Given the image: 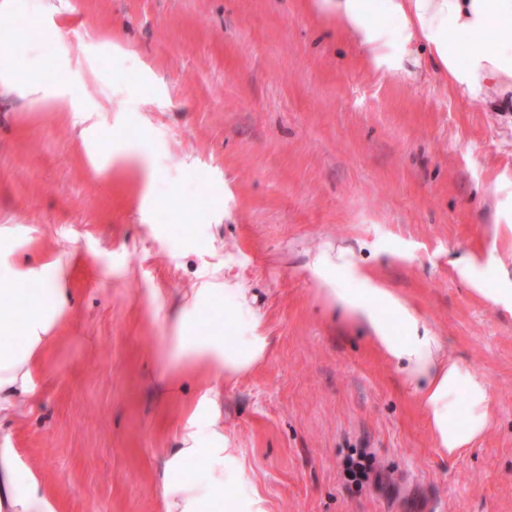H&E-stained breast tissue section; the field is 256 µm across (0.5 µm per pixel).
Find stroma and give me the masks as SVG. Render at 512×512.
Here are the masks:
<instances>
[{"mask_svg": "<svg viewBox=\"0 0 512 512\" xmlns=\"http://www.w3.org/2000/svg\"><path fill=\"white\" fill-rule=\"evenodd\" d=\"M34 2L0 10L51 89L0 97V257L60 259L66 312L0 433L55 512H161L210 388L266 512H512V313L481 294L512 286V112L377 72L314 0ZM361 272L489 377L459 457L330 296ZM240 284L265 360L168 381L172 312ZM362 457L381 485L350 479Z\"/></svg>", "mask_w": 512, "mask_h": 512, "instance_id": "1", "label": "stroma"}]
</instances>
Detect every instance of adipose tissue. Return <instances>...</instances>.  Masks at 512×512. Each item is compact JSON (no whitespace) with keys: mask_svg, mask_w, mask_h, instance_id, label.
Wrapping results in <instances>:
<instances>
[{"mask_svg":"<svg viewBox=\"0 0 512 512\" xmlns=\"http://www.w3.org/2000/svg\"><path fill=\"white\" fill-rule=\"evenodd\" d=\"M349 33L376 69L402 75L439 74L459 92L483 98L492 111L512 112V0H318ZM488 34V49L465 39ZM55 260L38 267L0 265V419L13 416L32 397L31 368L51 340L65 306ZM32 282L33 295L17 299L14 286ZM337 302L369 332L371 345L391 364L402 387L426 416L439 455L455 458L490 427L492 395L487 377L456 355L426 325L420 310L391 289L374 284L336 288ZM232 303L242 335L205 334L200 313ZM175 334L163 354L179 375L198 364L217 367L231 381L259 363L269 341L244 288H203L176 314ZM207 467L187 475V460ZM237 486L232 497L224 488ZM164 512H266L245 478L237 449L227 447L215 398H207L158 471ZM0 512H53L42 484L17 463V452L0 447Z\"/></svg>","mask_w":512,"mask_h":512,"instance_id":"adipose-tissue-1","label":"adipose tissue"}]
</instances>
